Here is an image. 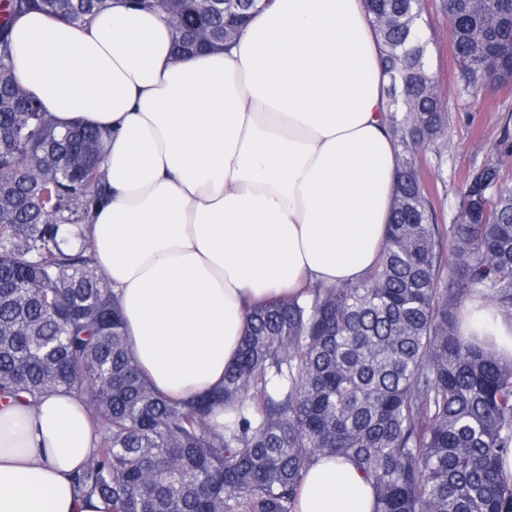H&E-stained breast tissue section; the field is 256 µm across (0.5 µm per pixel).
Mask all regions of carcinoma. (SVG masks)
I'll return each mask as SVG.
<instances>
[{
    "label": "carcinoma",
    "mask_w": 512,
    "mask_h": 512,
    "mask_svg": "<svg viewBox=\"0 0 512 512\" xmlns=\"http://www.w3.org/2000/svg\"><path fill=\"white\" fill-rule=\"evenodd\" d=\"M384 51L399 147L393 222L377 264L356 282L315 283L249 316L222 385L171 400L128 349L120 304L83 231L108 191L99 134L64 131L19 81L11 29L39 10L73 27L112 0H0V401L36 406L80 394L101 442L75 476L112 512H297L308 468L350 461L373 512H512V357L461 331L481 300L512 320V122L458 187L438 224L419 157L444 134L424 24L428 0H364ZM182 0L176 53L248 20ZM458 91L479 103L512 83V0H443ZM224 411V423L216 420Z\"/></svg>",
    "instance_id": "obj_1"
}]
</instances>
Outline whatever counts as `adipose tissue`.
Returning a JSON list of instances; mask_svg holds the SVG:
<instances>
[{"label": "adipose tissue", "instance_id": "ef3b65f1", "mask_svg": "<svg viewBox=\"0 0 512 512\" xmlns=\"http://www.w3.org/2000/svg\"><path fill=\"white\" fill-rule=\"evenodd\" d=\"M13 67L59 128L103 139L87 224L129 346L162 395L224 380L249 310L311 281H357L391 222L399 148L362 0H272L226 50L173 59L163 14L114 0L81 28L15 20ZM512 353V320L467 308ZM100 444L84 400L0 402V512H112L74 482ZM349 462L306 472L299 512H372Z\"/></svg>", "mask_w": 512, "mask_h": 512}]
</instances>
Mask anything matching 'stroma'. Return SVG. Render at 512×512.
I'll use <instances>...</instances> for the list:
<instances>
[{"label":"stroma","mask_w":512,"mask_h":512,"mask_svg":"<svg viewBox=\"0 0 512 512\" xmlns=\"http://www.w3.org/2000/svg\"><path fill=\"white\" fill-rule=\"evenodd\" d=\"M426 29L432 35L431 71L437 90L449 100L448 123L438 149H427L421 158L423 172L432 188L433 204L442 224L452 223L459 207L457 186L481 166L495 144L503 117L512 113V88L489 84L482 104L457 93V64L448 42V20L442 0H428Z\"/></svg>","instance_id":"obj_1"}]
</instances>
